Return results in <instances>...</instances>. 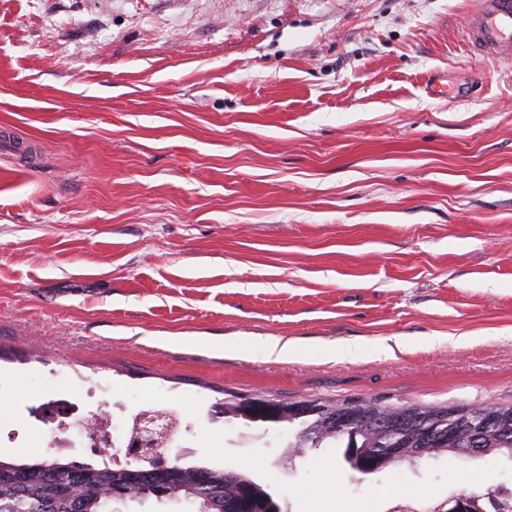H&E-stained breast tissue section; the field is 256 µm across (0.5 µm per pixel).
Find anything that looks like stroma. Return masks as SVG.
<instances>
[{"mask_svg":"<svg viewBox=\"0 0 512 512\" xmlns=\"http://www.w3.org/2000/svg\"><path fill=\"white\" fill-rule=\"evenodd\" d=\"M476 2L0 0V127L34 151H0V455L58 457L20 443L28 409L94 379L131 414L188 404L173 456L284 512L511 487L512 462L450 452L288 466L285 431L213 415L512 403V62L468 43ZM435 71L470 94L428 95ZM260 346L262 353L267 358L293 360L301 356V351L295 343L278 337H267L260 343Z\"/></svg>","mask_w":512,"mask_h":512,"instance_id":"stroma-1","label":"stroma"}]
</instances>
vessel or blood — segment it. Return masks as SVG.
I'll list each match as a JSON object with an SVG mask.
<instances>
[{
	"mask_svg": "<svg viewBox=\"0 0 512 512\" xmlns=\"http://www.w3.org/2000/svg\"><path fill=\"white\" fill-rule=\"evenodd\" d=\"M468 38L477 48L512 58V0H479L468 21Z\"/></svg>",
	"mask_w": 512,
	"mask_h": 512,
	"instance_id": "vessel-or-blood-1",
	"label": "vessel or blood"
}]
</instances>
